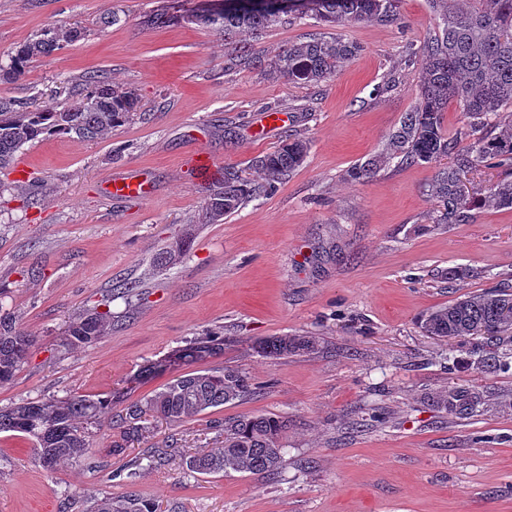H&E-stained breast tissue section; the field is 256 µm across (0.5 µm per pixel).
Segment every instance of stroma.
Wrapping results in <instances>:
<instances>
[{
  "label": "stroma",
  "mask_w": 512,
  "mask_h": 512,
  "mask_svg": "<svg viewBox=\"0 0 512 512\" xmlns=\"http://www.w3.org/2000/svg\"><path fill=\"white\" fill-rule=\"evenodd\" d=\"M160 0H0V63L48 29H82L34 61L0 96L57 110V81L101 73L134 90L140 114L104 139L54 135L25 146L0 170V305L33 337L0 408L69 395L126 393L137 401L167 376L141 383L148 362L204 336L224 339L208 368L235 366L252 384L243 398L149 433L113 453L97 430L89 459L46 471L32 444L0 434V512H60L65 497L133 491L156 512H512V342L504 368L478 366L468 341L424 335L418 319L457 298L512 285V210L480 209L466 224H436L426 188L431 165L390 163L369 181L348 170L380 151L418 100V50L436 31L429 0H400L387 25L324 26L311 19L266 29L267 57L317 36L360 53L321 84L231 67L223 33L194 24L144 26ZM288 113L269 132L261 113ZM309 144L300 168L267 195L203 224L225 166L252 176L251 160L285 134ZM214 160L209 177L194 165ZM144 172L153 196L112 197L113 175ZM176 261L161 259L180 238ZM475 277L449 280L454 266ZM135 283L127 300L117 282ZM111 311L96 343L65 348L75 317ZM316 336L315 353L278 359L253 344ZM479 397L467 414L464 395ZM447 406H440L441 396ZM288 422L285 464L273 476L187 470L221 447L225 419ZM161 465L125 474L148 449Z\"/></svg>",
  "instance_id": "obj_1"
}]
</instances>
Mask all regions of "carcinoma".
I'll use <instances>...</instances> for the list:
<instances>
[{"label": "carcinoma", "instance_id": "carcinoma-1", "mask_svg": "<svg viewBox=\"0 0 512 512\" xmlns=\"http://www.w3.org/2000/svg\"><path fill=\"white\" fill-rule=\"evenodd\" d=\"M277 0L262 3H216L205 9L187 8L180 0H165L149 14L144 24L163 27L188 22L217 29L231 45L229 61L248 68H270L288 81L323 82L336 74L342 64L360 51V46L341 37L312 38L284 48L267 62L249 42L266 29L293 16L309 17L325 25L340 23L387 24L398 16L399 0H307L301 11L284 10ZM431 0L438 18V31L422 48L423 66L416 106L403 117L385 150L347 172L352 182L371 178L396 158L407 164L437 166L427 196L436 202L433 223L466 224L472 211L480 208L512 209V176L489 184L470 196L461 184V174L481 166L512 172V123L503 121L512 108V0ZM82 31L45 32L19 45L8 55L0 72L8 79L25 75L29 63L47 55L59 42H74ZM86 90L68 107L42 110L0 97V168L10 165L29 143L54 134H73L79 139H104L112 129L137 115L135 93L119 88L92 74L85 79ZM461 112L462 135H476L460 146L443 133V115L448 102ZM306 142L285 138L274 151L253 159L259 178L247 179L230 167L205 203L202 223L216 224L245 203L271 192L289 172L300 167L307 156ZM452 163L439 166L444 157ZM112 323L109 311L93 312L69 322L61 342L71 348L91 345L105 336ZM428 336L466 338L481 336L485 345L480 363L497 366L499 333L512 327V291L493 289L470 295L438 307L420 320ZM33 338L17 325L14 313L0 310V385L12 381L24 364ZM316 336H273L260 339L254 350L261 356L277 358L295 352L318 349ZM224 352V339L197 338L173 351V361L152 362L139 370L142 381L178 368L182 375L167 382L152 395L128 404L124 397L107 398L70 395L61 399L24 401L0 409V433H13L32 441L38 463L47 470L61 461H78L88 456L94 431L110 419L118 431L114 451L145 432V416L152 413L172 424L195 419L244 396L250 388L244 372L236 368L195 369L207 359ZM124 404L111 417L112 405ZM288 421L271 415H243L224 421V446L186 462L187 469L200 475L235 472L271 475L285 459L283 439ZM86 512H155L147 500L131 492L116 499L93 497Z\"/></svg>", "mask_w": 512, "mask_h": 512}]
</instances>
